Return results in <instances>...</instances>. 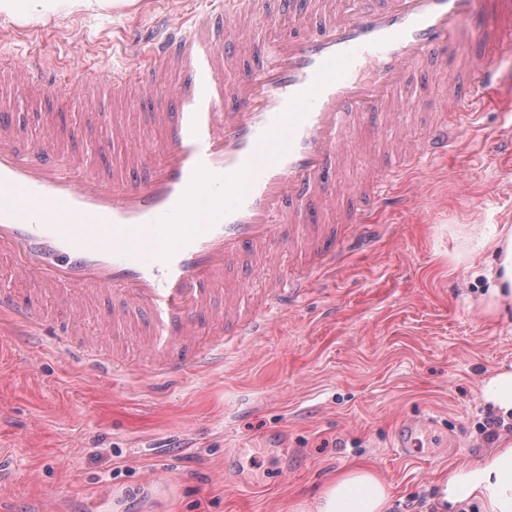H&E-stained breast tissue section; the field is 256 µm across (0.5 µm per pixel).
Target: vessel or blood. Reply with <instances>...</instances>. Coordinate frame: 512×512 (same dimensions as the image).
<instances>
[{
    "label": "vessel or blood",
    "mask_w": 512,
    "mask_h": 512,
    "mask_svg": "<svg viewBox=\"0 0 512 512\" xmlns=\"http://www.w3.org/2000/svg\"><path fill=\"white\" fill-rule=\"evenodd\" d=\"M257 0H224L221 13L199 10L120 72L90 89L122 109L155 97L165 74L184 82L170 104L148 112L165 139L146 146V176L102 174L60 154L51 137L24 141L0 114V256L46 290L72 287L119 295L116 324L142 318L147 344L136 370L179 376L224 357L228 340L262 336L336 266V254L362 214L391 200V186L476 127L475 105L501 82L512 58V0H326L321 9L284 0L308 32L270 44L238 68L248 30L268 14ZM429 65L446 88L418 144L396 129L425 107L414 82ZM374 164L343 181L353 155ZM344 221L330 223L339 198ZM308 266L289 270L287 253ZM259 261L264 291L249 300L224 271ZM224 295V333L205 337L213 293ZM0 319L45 336L60 354L78 348L108 372L123 356L82 339L81 316L53 322L36 306L0 293Z\"/></svg>",
    "instance_id": "vessel-or-blood-1"
}]
</instances>
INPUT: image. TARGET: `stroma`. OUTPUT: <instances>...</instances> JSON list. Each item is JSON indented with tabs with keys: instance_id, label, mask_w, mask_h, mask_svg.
I'll return each mask as SVG.
<instances>
[{
	"instance_id": "obj_1",
	"label": "stroma",
	"mask_w": 512,
	"mask_h": 512,
	"mask_svg": "<svg viewBox=\"0 0 512 512\" xmlns=\"http://www.w3.org/2000/svg\"><path fill=\"white\" fill-rule=\"evenodd\" d=\"M224 0H133L101 15L0 16V50L34 78L48 62L82 61L96 77L132 61L135 28ZM276 25L240 50L306 29L266 0ZM10 116L28 140L54 128L56 147L97 171L139 177L146 167L111 141L103 117L58 107L43 94L12 95ZM512 100L484 94L480 128L465 146L410 172L395 204L346 245L335 269L254 343L171 381L132 372L97 375L78 354L52 351L33 333L0 334V512H288L339 471L374 467L392 512H430L437 477L492 447L480 427L492 412L480 385L512 367V308L472 311L486 282L483 255L455 262L460 224L512 225ZM37 301L56 320L78 303L42 294L0 267V292ZM421 428V454L390 448L401 420Z\"/></svg>"
}]
</instances>
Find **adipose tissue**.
Returning a JSON list of instances; mask_svg holds the SVG:
<instances>
[{
    "label": "adipose tissue",
    "mask_w": 512,
    "mask_h": 512,
    "mask_svg": "<svg viewBox=\"0 0 512 512\" xmlns=\"http://www.w3.org/2000/svg\"><path fill=\"white\" fill-rule=\"evenodd\" d=\"M124 0H0V15L51 16L62 12L98 14ZM491 255L484 269L487 288L477 312L493 315L512 304V226L472 224L464 234L463 256L473 260ZM437 512H512V433L501 436L477 464L449 465L441 473ZM390 489L366 466L347 468L327 481L312 500L292 506L291 512H390Z\"/></svg>",
    "instance_id": "obj_1"
}]
</instances>
